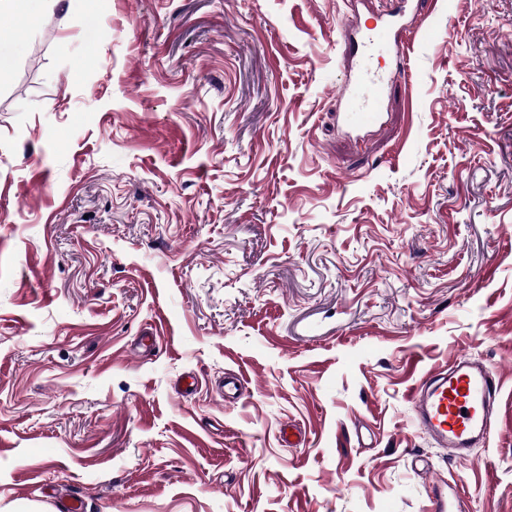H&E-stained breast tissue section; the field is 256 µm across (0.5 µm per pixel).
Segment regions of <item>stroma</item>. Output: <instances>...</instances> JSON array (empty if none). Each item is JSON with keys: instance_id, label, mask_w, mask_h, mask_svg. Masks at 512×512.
Wrapping results in <instances>:
<instances>
[{"instance_id": "1", "label": "stroma", "mask_w": 512, "mask_h": 512, "mask_svg": "<svg viewBox=\"0 0 512 512\" xmlns=\"http://www.w3.org/2000/svg\"><path fill=\"white\" fill-rule=\"evenodd\" d=\"M385 10L0 16V512H512V0H403L355 54ZM462 354L500 385L461 463L406 397Z\"/></svg>"}]
</instances>
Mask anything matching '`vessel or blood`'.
I'll use <instances>...</instances> for the list:
<instances>
[{
    "mask_svg": "<svg viewBox=\"0 0 512 512\" xmlns=\"http://www.w3.org/2000/svg\"><path fill=\"white\" fill-rule=\"evenodd\" d=\"M498 387V378L483 362L459 356L415 385L407 401L418 429L465 460L492 432Z\"/></svg>",
    "mask_w": 512,
    "mask_h": 512,
    "instance_id": "1",
    "label": "vessel or blood"
}]
</instances>
